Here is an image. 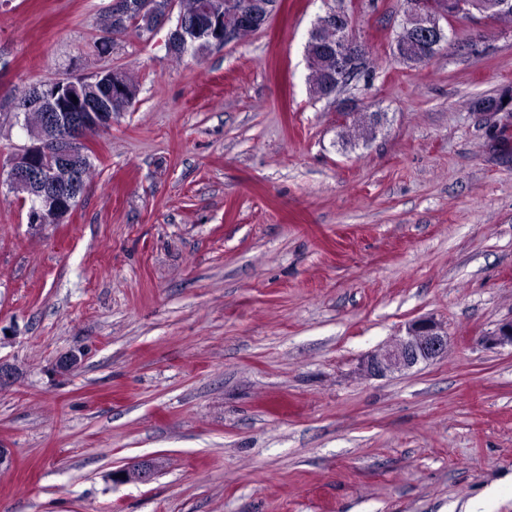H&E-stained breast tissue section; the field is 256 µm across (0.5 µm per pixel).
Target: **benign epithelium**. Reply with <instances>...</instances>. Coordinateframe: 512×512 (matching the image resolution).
Wrapping results in <instances>:
<instances>
[{"label":"benign epithelium","mask_w":512,"mask_h":512,"mask_svg":"<svg viewBox=\"0 0 512 512\" xmlns=\"http://www.w3.org/2000/svg\"><path fill=\"white\" fill-rule=\"evenodd\" d=\"M140 14L146 16L145 33L155 35L169 20L172 10L159 15L150 0H138ZM512 8V0H466L467 16L490 18ZM448 12L437 10L432 0H405L400 23L401 47H407L421 38L431 41L436 48L448 40ZM324 25L336 29V74L330 83L327 96L334 95V88L348 84L354 74V65L365 58L367 48L361 41L347 36L351 16L343 8L330 9L324 14ZM186 44L183 22L168 29L164 45L167 52ZM96 93L95 84L80 78L57 80L53 94L36 89L24 100L16 101V118L32 111L42 110L48 104L58 105L52 113L55 121L64 127V135L56 140L49 131L42 129L30 134V144L10 154L0 162V175H6L7 184L17 196L20 205L27 209V223L40 227L45 224H62L71 215L82 190V176L78 156L88 155L89 129L112 126V113L80 112L85 99ZM489 348L512 347V320L503 322L483 339ZM448 350V330L432 317H420L405 326L403 335L389 344L367 352L361 359L360 370L367 378H384L395 372L413 368L420 363H430ZM80 357L74 352L60 355L52 371L63 377L74 371ZM156 462L139 459L127 467L112 472L114 483H148L156 473Z\"/></svg>","instance_id":"1"}]
</instances>
